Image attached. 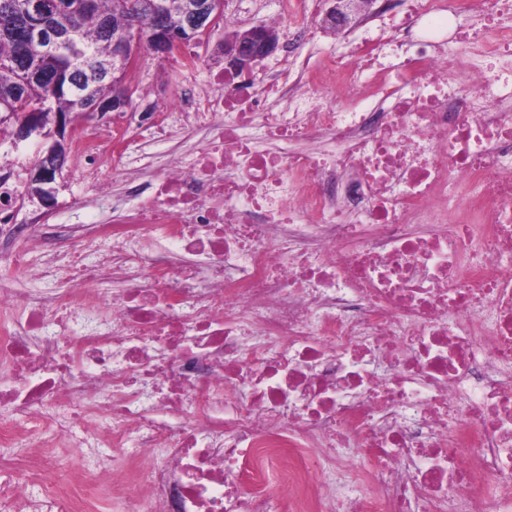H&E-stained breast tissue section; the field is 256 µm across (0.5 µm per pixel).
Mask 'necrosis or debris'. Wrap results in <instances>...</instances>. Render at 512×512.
<instances>
[{"instance_id": "4bbe7bcc", "label": "necrosis or debris", "mask_w": 512, "mask_h": 512, "mask_svg": "<svg viewBox=\"0 0 512 512\" xmlns=\"http://www.w3.org/2000/svg\"><path fill=\"white\" fill-rule=\"evenodd\" d=\"M321 4L279 0L297 73L212 75L105 261L0 282V512H512V0H375L314 69ZM50 259L51 265L58 273L50 277H38L17 272L8 265L0 262V278H7L14 283L15 288H24L34 296L46 295L69 287L70 266L69 257Z\"/></svg>"}]
</instances>
